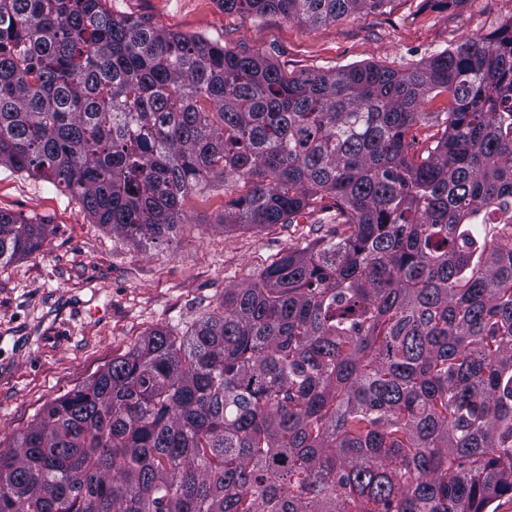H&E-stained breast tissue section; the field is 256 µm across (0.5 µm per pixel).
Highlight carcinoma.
<instances>
[{
    "instance_id": "1",
    "label": "carcinoma",
    "mask_w": 512,
    "mask_h": 512,
    "mask_svg": "<svg viewBox=\"0 0 512 512\" xmlns=\"http://www.w3.org/2000/svg\"><path fill=\"white\" fill-rule=\"evenodd\" d=\"M383 2L217 0L310 26ZM2 166L139 246L219 188L226 228L336 230L45 406L0 448V512H487L512 493V21L404 70L287 77L105 0H0ZM47 228L0 212V267Z\"/></svg>"
}]
</instances>
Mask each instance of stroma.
<instances>
[{"instance_id":"stroma-1","label":"stroma","mask_w":512,"mask_h":512,"mask_svg":"<svg viewBox=\"0 0 512 512\" xmlns=\"http://www.w3.org/2000/svg\"><path fill=\"white\" fill-rule=\"evenodd\" d=\"M109 10L266 57L288 76L377 64L405 69L462 40L492 38L512 20V0H386L308 27L278 14L224 11L216 0H107ZM0 211L48 227L40 251L0 267V443L43 407L88 380L112 357L163 329L180 335L220 308L224 291L254 278L299 238L328 224L224 229V195L186 204L170 244L138 249L95 224L79 200L52 183L0 168Z\"/></svg>"}]
</instances>
